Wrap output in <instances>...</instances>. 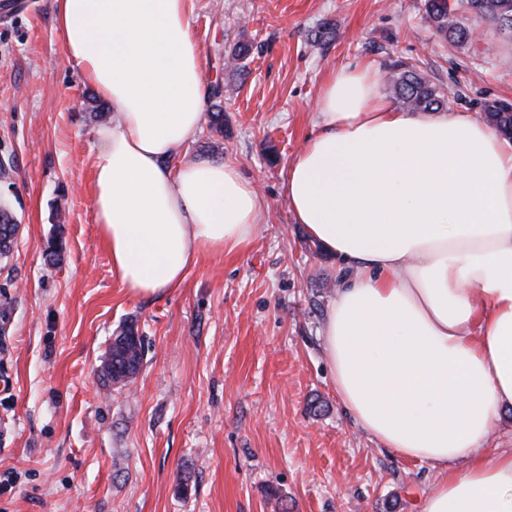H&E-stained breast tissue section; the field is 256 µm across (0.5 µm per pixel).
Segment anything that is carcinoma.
Returning a JSON list of instances; mask_svg holds the SVG:
<instances>
[{
	"label": "carcinoma",
	"mask_w": 512,
	"mask_h": 512,
	"mask_svg": "<svg viewBox=\"0 0 512 512\" xmlns=\"http://www.w3.org/2000/svg\"><path fill=\"white\" fill-rule=\"evenodd\" d=\"M426 18L435 31L453 43H466L472 30L463 23L471 13L495 26L512 21V0H426ZM389 82L396 99L411 112L436 111L445 106V98L424 76L402 62L389 66ZM486 120L502 134L512 138V104L490 101L484 105ZM19 225L12 213L0 208V257L12 251ZM144 359V340L134 324L125 325L105 351L102 373L107 381L122 384L140 370Z\"/></svg>",
	"instance_id": "carcinoma-1"
}]
</instances>
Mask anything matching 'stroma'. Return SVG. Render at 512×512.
<instances>
[{
    "label": "stroma",
    "instance_id": "stroma-1",
    "mask_svg": "<svg viewBox=\"0 0 512 512\" xmlns=\"http://www.w3.org/2000/svg\"><path fill=\"white\" fill-rule=\"evenodd\" d=\"M425 0H192L206 84H221L182 159H232L267 204L243 249L206 255L181 287L131 294L91 200L94 107L54 0L0 24V202L20 229L0 258V512H422L440 475L357 427L319 329L344 274L296 224L281 173L315 132L331 71L413 66L454 108L512 103V34L475 16L441 39ZM250 54L226 67L241 43ZM63 251L49 259L48 244ZM134 322L143 366L105 384L101 356Z\"/></svg>",
    "mask_w": 512,
    "mask_h": 512
}]
</instances>
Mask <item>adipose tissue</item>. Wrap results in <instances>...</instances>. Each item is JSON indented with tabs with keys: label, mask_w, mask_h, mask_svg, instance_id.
I'll list each match as a JSON object with an SVG mask.
<instances>
[{
	"label": "adipose tissue",
	"mask_w": 512,
	"mask_h": 512,
	"mask_svg": "<svg viewBox=\"0 0 512 512\" xmlns=\"http://www.w3.org/2000/svg\"><path fill=\"white\" fill-rule=\"evenodd\" d=\"M54 2L71 63L112 108L94 131L99 239L131 294L164 295L249 243L265 203L236 162L166 164L207 101L188 0ZM316 126L281 190L353 272L320 330L341 404L441 474L422 512H512V452L476 453L512 406V142L470 112L392 107L367 66L330 73Z\"/></svg>",
	"instance_id": "1"
}]
</instances>
